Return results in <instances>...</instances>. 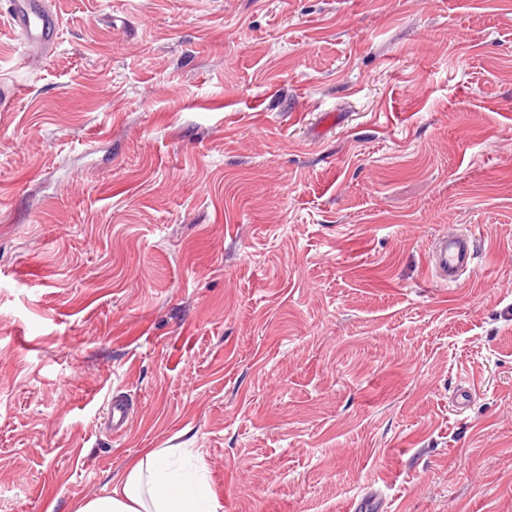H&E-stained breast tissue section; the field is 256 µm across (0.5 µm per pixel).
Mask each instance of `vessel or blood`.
<instances>
[{
	"label": "vessel or blood",
	"instance_id": "vessel-or-blood-1",
	"mask_svg": "<svg viewBox=\"0 0 512 512\" xmlns=\"http://www.w3.org/2000/svg\"><path fill=\"white\" fill-rule=\"evenodd\" d=\"M7 11L22 32L30 55H42L54 46L58 20L46 8L44 0H7ZM479 256L476 238L452 228L433 242L429 261L437 280L448 286L457 284L465 271L474 268ZM132 416L127 399H111L106 426L112 436L125 433Z\"/></svg>",
	"mask_w": 512,
	"mask_h": 512
}]
</instances>
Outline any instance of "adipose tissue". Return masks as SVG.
I'll use <instances>...</instances> for the list:
<instances>
[{"label": "adipose tissue", "instance_id": "ef3b65f1", "mask_svg": "<svg viewBox=\"0 0 512 512\" xmlns=\"http://www.w3.org/2000/svg\"><path fill=\"white\" fill-rule=\"evenodd\" d=\"M198 449L154 448L115 475L103 494L75 512H219Z\"/></svg>", "mask_w": 512, "mask_h": 512}]
</instances>
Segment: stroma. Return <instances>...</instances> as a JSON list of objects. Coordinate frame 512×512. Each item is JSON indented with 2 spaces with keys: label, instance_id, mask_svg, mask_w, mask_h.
Here are the masks:
<instances>
[{
  "label": "stroma",
  "instance_id": "1",
  "mask_svg": "<svg viewBox=\"0 0 512 512\" xmlns=\"http://www.w3.org/2000/svg\"><path fill=\"white\" fill-rule=\"evenodd\" d=\"M45 4L40 59L0 13V512L147 448L222 512H512V0ZM480 253L476 238L449 228L431 246L430 267L442 285H455L465 271L474 269ZM133 413L128 400L112 398L109 402L106 426L113 437L121 436L131 424Z\"/></svg>",
  "mask_w": 512,
  "mask_h": 512
}]
</instances>
